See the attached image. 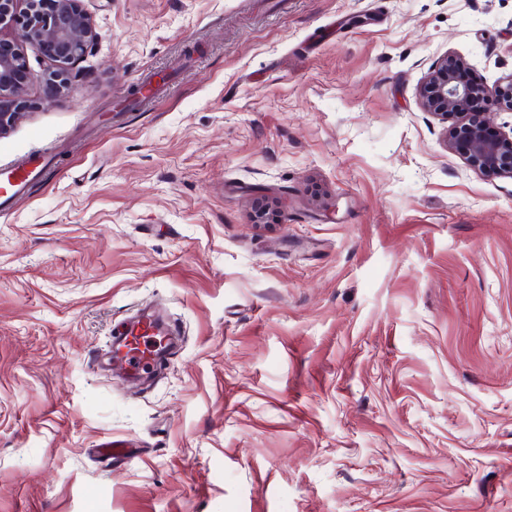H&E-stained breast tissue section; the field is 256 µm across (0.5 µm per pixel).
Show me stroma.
<instances>
[{
	"instance_id": "stroma-1",
	"label": "stroma",
	"mask_w": 512,
	"mask_h": 512,
	"mask_svg": "<svg viewBox=\"0 0 512 512\" xmlns=\"http://www.w3.org/2000/svg\"><path fill=\"white\" fill-rule=\"evenodd\" d=\"M84 7L54 102L0 24V171L42 163L0 208V512H512V178L417 98L448 54L512 73V0ZM145 307L179 342L135 388ZM0 42V135L8 132L23 114L17 75L25 70V60L14 47L3 48ZM152 326L148 318L140 316L127 324L123 331L113 334L118 336L112 340L113 349L118 343L124 348L116 359L121 367L132 374L148 375L156 361L160 359L156 352V333Z\"/></svg>"
}]
</instances>
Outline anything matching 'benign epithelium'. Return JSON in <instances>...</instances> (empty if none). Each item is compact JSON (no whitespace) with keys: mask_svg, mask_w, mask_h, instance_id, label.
<instances>
[{"mask_svg":"<svg viewBox=\"0 0 512 512\" xmlns=\"http://www.w3.org/2000/svg\"><path fill=\"white\" fill-rule=\"evenodd\" d=\"M0 0V22L11 21L23 37L40 46L56 69L52 76L65 78L68 67L81 59L98 38V32L83 6V0H52L53 9H43L44 0ZM25 70V60L15 50L0 43V135L8 132L22 115L17 75ZM460 70L471 71L469 63L445 55L430 69L418 90L422 109L444 125L446 146L460 150L480 171L512 178V131L493 124V112H512V73L491 86L457 78ZM480 89L485 111L470 112L468 104L474 89Z\"/></svg>","mask_w":512,"mask_h":512,"instance_id":"obj_1","label":"benign epithelium"}]
</instances>
